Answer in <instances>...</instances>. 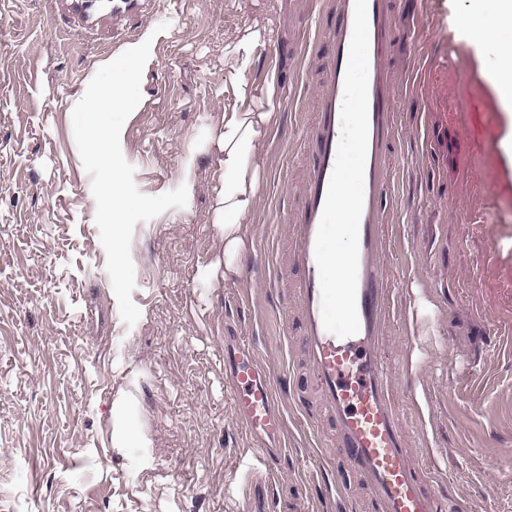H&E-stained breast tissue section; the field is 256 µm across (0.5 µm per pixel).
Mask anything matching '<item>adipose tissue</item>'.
<instances>
[{
	"label": "adipose tissue",
	"instance_id": "1",
	"mask_svg": "<svg viewBox=\"0 0 512 512\" xmlns=\"http://www.w3.org/2000/svg\"><path fill=\"white\" fill-rule=\"evenodd\" d=\"M488 6L498 19L497 26L484 32L495 54L489 79L499 104L512 108V0H472L469 14L460 16L459 23L469 26ZM268 42L267 29L251 27L226 50L224 84L232 89L235 102L225 110L217 138L223 158L218 167L220 191L214 222L224 236V276L228 279L240 275L248 251L246 224L258 189L259 146L276 121V70L267 71L262 83L249 80Z\"/></svg>",
	"mask_w": 512,
	"mask_h": 512
}]
</instances>
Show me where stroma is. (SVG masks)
Returning a JSON list of instances; mask_svg holds the SVG:
<instances>
[{
	"instance_id": "obj_1",
	"label": "stroma",
	"mask_w": 512,
	"mask_h": 512,
	"mask_svg": "<svg viewBox=\"0 0 512 512\" xmlns=\"http://www.w3.org/2000/svg\"><path fill=\"white\" fill-rule=\"evenodd\" d=\"M393 67L403 91L393 160L394 238L385 261L403 295L386 355L408 444L431 477L452 480L463 512H512V112L486 80L491 46L461 30L467 0H393ZM324 0H134L85 13L78 0H0V512H369L360 476L324 490L310 459L328 423L287 408L275 473L243 480L253 439L234 416L227 357L250 339L279 376L307 377L280 312L297 270L271 260L286 202L304 176L316 54L306 47ZM269 26L281 76L278 121L263 140L252 242L240 278H224L212 177L224 109V48ZM166 25L125 122L121 148L142 193L181 184L185 207L135 226L127 326L94 222L91 178L71 113L103 61ZM440 144L425 140L426 127ZM472 143L458 163L460 138ZM135 431L116 439L118 424Z\"/></svg>"
}]
</instances>
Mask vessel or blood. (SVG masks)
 <instances>
[{"instance_id": "b4317fda", "label": "vessel or blood", "mask_w": 512, "mask_h": 512, "mask_svg": "<svg viewBox=\"0 0 512 512\" xmlns=\"http://www.w3.org/2000/svg\"><path fill=\"white\" fill-rule=\"evenodd\" d=\"M392 0H368V135L364 207L359 228L357 334L339 338L321 319L315 240L340 139L344 74L353 29L354 0H333L326 24L314 32L324 49L323 78L306 127L307 176L289 208L288 259L298 270L294 328L309 366L314 408L329 429L320 447L338 449L348 469L363 478L372 512H455L450 486L433 479L395 406V383L383 356L390 322L399 310L384 255L391 244L390 217L398 201L393 153L398 138L400 92L392 64L396 30ZM228 387L236 417L258 443L255 456L272 457L286 431L273 376L255 348L234 353Z\"/></svg>"}]
</instances>
